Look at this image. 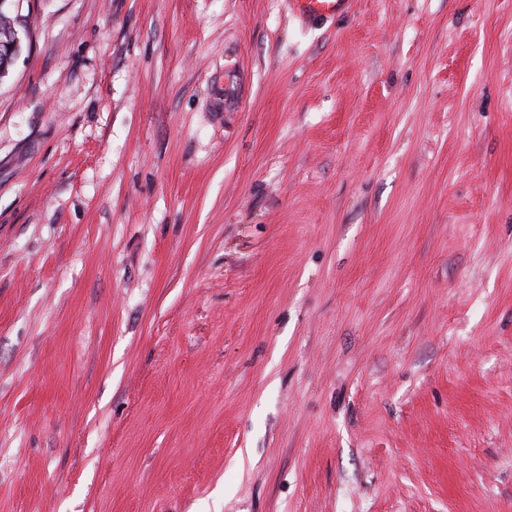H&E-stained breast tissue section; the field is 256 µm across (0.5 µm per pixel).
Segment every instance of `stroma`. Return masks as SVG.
<instances>
[{"label":"stroma","mask_w":512,"mask_h":512,"mask_svg":"<svg viewBox=\"0 0 512 512\" xmlns=\"http://www.w3.org/2000/svg\"><path fill=\"white\" fill-rule=\"evenodd\" d=\"M0 512H512V0H20ZM350 0H290L292 11L301 21L331 18L344 13Z\"/></svg>","instance_id":"35a3bbf8"}]
</instances>
